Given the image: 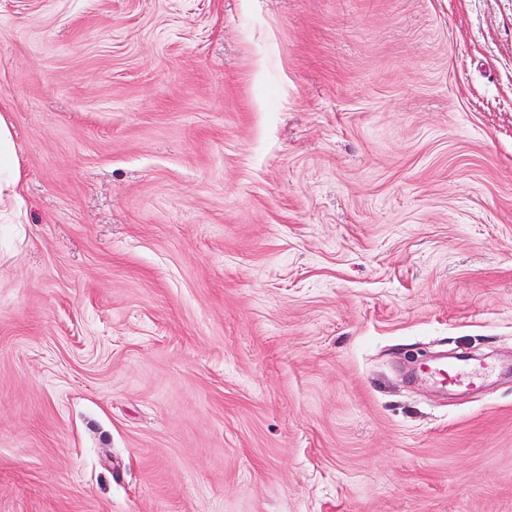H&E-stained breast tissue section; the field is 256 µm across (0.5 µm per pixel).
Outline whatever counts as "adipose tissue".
<instances>
[{
    "mask_svg": "<svg viewBox=\"0 0 512 512\" xmlns=\"http://www.w3.org/2000/svg\"><path fill=\"white\" fill-rule=\"evenodd\" d=\"M5 110V104L0 103V222L21 224L26 218L24 175L4 115Z\"/></svg>",
    "mask_w": 512,
    "mask_h": 512,
    "instance_id": "1",
    "label": "adipose tissue"
}]
</instances>
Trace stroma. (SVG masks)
Instances as JSON below:
<instances>
[{"label":"stroma","mask_w":512,"mask_h":512,"mask_svg":"<svg viewBox=\"0 0 512 512\" xmlns=\"http://www.w3.org/2000/svg\"><path fill=\"white\" fill-rule=\"evenodd\" d=\"M0 101V512H512V0H0ZM6 108L5 103H0V222L5 224L4 229L7 224H23L26 218L24 175L9 123L2 113L7 112ZM420 371L445 386H474L484 381L487 367L484 366L481 360L477 362L462 356L450 364L424 365L420 368Z\"/></svg>","instance_id":"35a3bbf8"}]
</instances>
